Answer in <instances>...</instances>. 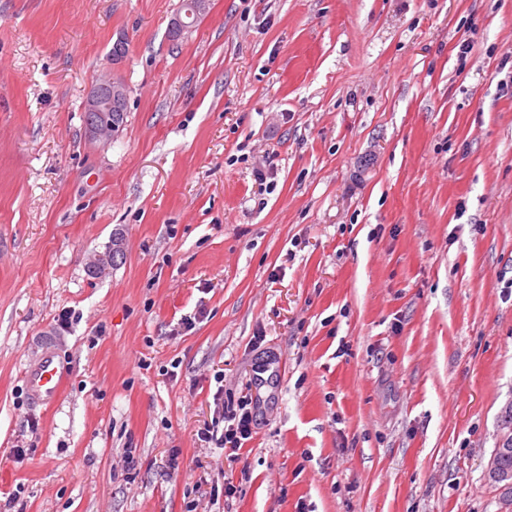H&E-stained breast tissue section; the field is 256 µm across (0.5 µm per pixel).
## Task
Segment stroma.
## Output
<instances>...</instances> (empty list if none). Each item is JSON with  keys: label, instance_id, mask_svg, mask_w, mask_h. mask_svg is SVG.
Here are the masks:
<instances>
[{"label": "stroma", "instance_id": "obj_1", "mask_svg": "<svg viewBox=\"0 0 512 512\" xmlns=\"http://www.w3.org/2000/svg\"><path fill=\"white\" fill-rule=\"evenodd\" d=\"M181 3L0 0V512H499L512 0ZM126 93L123 85L118 79L108 78L96 83L87 93L86 97V132L88 140L92 143L107 144L114 135V125L112 124V112L123 110L116 114V123L120 129L126 123L127 108ZM90 112H97L102 116V120L92 121L88 119ZM125 120V121H124ZM24 379L36 404H51L59 398L63 380L52 348H47L41 359L24 372ZM248 405L250 403L247 400H240L237 403L238 410L234 409V405L229 406V403L224 408V434L222 433L216 440H220V448H224V457L227 460L236 459L240 448H243L253 437V416L251 411L246 408ZM226 422L233 423L226 427ZM501 424L505 426L509 430L508 441L506 443V447L501 448L503 445L506 436L501 433L499 435L497 446L494 448L486 467V475L491 476L497 480H507L510 474H507L501 470L500 466V454L503 452H508L512 448V402L506 405L501 411L500 420Z\"/></svg>", "mask_w": 512, "mask_h": 512}]
</instances>
